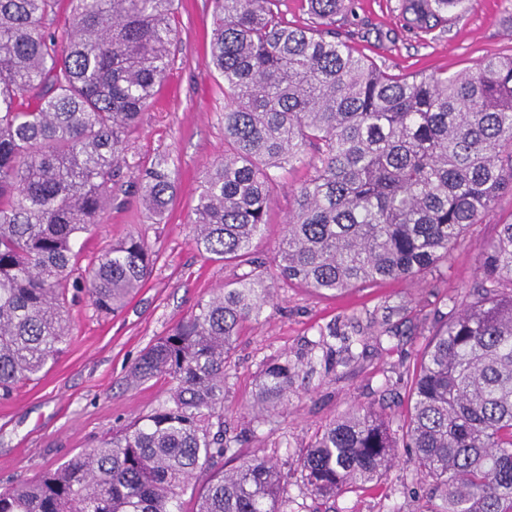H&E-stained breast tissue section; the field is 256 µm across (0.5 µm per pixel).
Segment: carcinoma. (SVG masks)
I'll use <instances>...</instances> for the list:
<instances>
[{
    "label": "carcinoma",
    "instance_id": "obj_1",
    "mask_svg": "<svg viewBox=\"0 0 512 512\" xmlns=\"http://www.w3.org/2000/svg\"><path fill=\"white\" fill-rule=\"evenodd\" d=\"M0 0V399L38 377L66 344L69 290L121 311L153 259L133 236L76 275L75 242L111 199L125 130L167 76L175 0ZM275 0H214L207 67L224 81V156L193 209L195 243L251 265L275 170L308 161L275 257L200 300L134 362L130 379H171L169 399L94 448L0 490V512H288L277 461L224 438V382L243 323L278 281L333 294L414 279L448 261L468 228L512 192V54L453 77H396L336 36L347 0H308L296 27ZM462 0H403L430 31ZM315 156L306 159L307 149ZM176 174L161 159L139 177L157 216ZM481 284L452 301L416 358L412 406L394 425L358 406L329 422L299 459L317 499L383 476L400 455L432 479L434 512H512V223L480 248ZM296 365L269 363L253 419L288 402ZM236 465L223 469L224 456Z\"/></svg>",
    "mask_w": 512,
    "mask_h": 512
}]
</instances>
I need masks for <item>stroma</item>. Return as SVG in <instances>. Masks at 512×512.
Returning <instances> with one entry per match:
<instances>
[{
    "label": "stroma",
    "mask_w": 512,
    "mask_h": 512,
    "mask_svg": "<svg viewBox=\"0 0 512 512\" xmlns=\"http://www.w3.org/2000/svg\"><path fill=\"white\" fill-rule=\"evenodd\" d=\"M401 0H353L337 16L336 31L356 54L393 75L416 72L454 76L474 70L486 56L512 52V0H467L463 13L446 15L433 30L413 28ZM176 46L167 78L153 104L126 135L114 178L112 203L74 249L91 269L105 249L135 236L153 253L152 273L118 313L97 314L87 298L69 309V336L39 379L20 384L0 401V489L38 476L111 436L113 429L150 414L168 395V377L128 383L141 352L189 316L196 303L246 268L212 260L193 242L191 222L204 166L224 153V84L206 66L213 28L211 0H177ZM176 171V195L164 215L148 218L135 178L160 158ZM308 165L276 173L273 200L253 255L273 267L284 224L295 208V188ZM512 221V193L470 227L450 260L415 280L368 284L352 292L319 294L279 284L259 319L242 325L224 384V432L239 454L258 453L280 463L297 459L315 433L358 404H373L403 421L413 353L440 327L449 298L480 279L479 247ZM335 328L332 348L321 331ZM299 364L291 396L276 413L253 422L248 408L266 363ZM397 395L381 399L385 381ZM289 512H432L427 481L399 462L378 480L328 500L315 499L298 470L285 486Z\"/></svg>",
    "instance_id": "35a3bbf8"
}]
</instances>
